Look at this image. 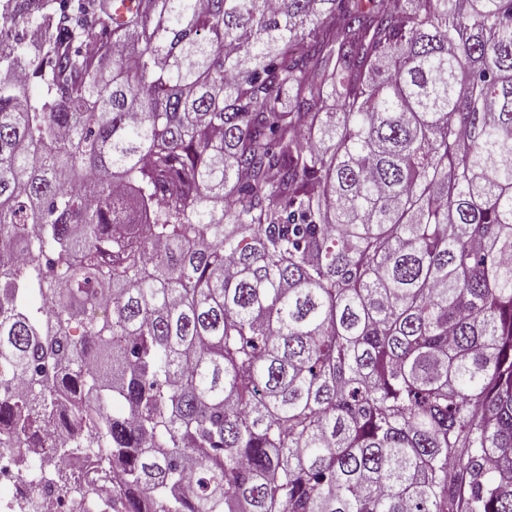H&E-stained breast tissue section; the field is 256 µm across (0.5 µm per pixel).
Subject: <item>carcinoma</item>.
Instances as JSON below:
<instances>
[{
  "instance_id": "cac0c4a2",
  "label": "carcinoma",
  "mask_w": 512,
  "mask_h": 512,
  "mask_svg": "<svg viewBox=\"0 0 512 512\" xmlns=\"http://www.w3.org/2000/svg\"><path fill=\"white\" fill-rule=\"evenodd\" d=\"M119 5L0 0V458L65 397L78 505L512 512V0ZM67 469L76 472L89 486L90 495L86 502L88 512H103L106 505H112L116 494V478L112 469L106 474L93 472L88 463L78 464V462L68 461Z\"/></svg>"
}]
</instances>
